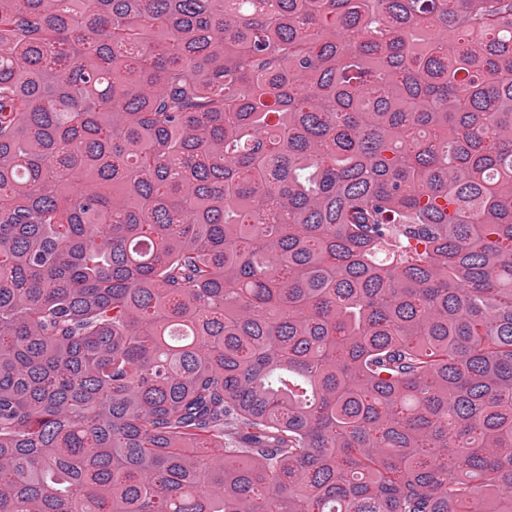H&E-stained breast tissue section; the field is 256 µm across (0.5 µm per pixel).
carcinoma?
Instances as JSON below:
<instances>
[{"instance_id":"1","label":"carcinoma","mask_w":512,"mask_h":512,"mask_svg":"<svg viewBox=\"0 0 512 512\" xmlns=\"http://www.w3.org/2000/svg\"><path fill=\"white\" fill-rule=\"evenodd\" d=\"M0 512H512V0H0Z\"/></svg>"}]
</instances>
